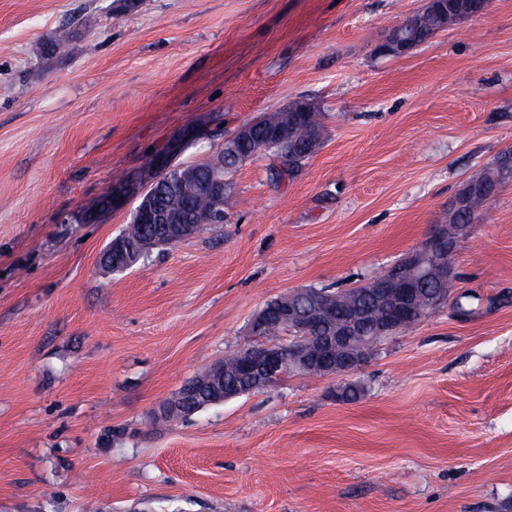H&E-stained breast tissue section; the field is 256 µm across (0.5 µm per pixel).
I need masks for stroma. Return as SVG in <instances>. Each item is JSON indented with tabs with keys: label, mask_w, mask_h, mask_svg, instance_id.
Masks as SVG:
<instances>
[{
	"label": "stroma",
	"mask_w": 512,
	"mask_h": 512,
	"mask_svg": "<svg viewBox=\"0 0 512 512\" xmlns=\"http://www.w3.org/2000/svg\"><path fill=\"white\" fill-rule=\"evenodd\" d=\"M425 4L0 0V512H512V182L455 256L463 310L349 376L156 417L268 301L369 282L512 150V0L378 55ZM299 98L326 133L297 179L247 161L223 224L101 267L137 204L103 195L179 129L213 130L197 163Z\"/></svg>",
	"instance_id": "obj_1"
}]
</instances>
